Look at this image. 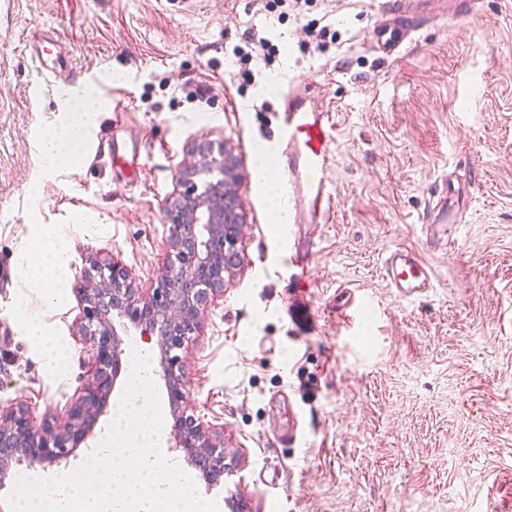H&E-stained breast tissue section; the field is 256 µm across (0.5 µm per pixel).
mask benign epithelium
Segmentation results:
<instances>
[{
  "mask_svg": "<svg viewBox=\"0 0 512 512\" xmlns=\"http://www.w3.org/2000/svg\"><path fill=\"white\" fill-rule=\"evenodd\" d=\"M237 166L224 150L201 145L175 172L176 191L164 207L167 257L157 286L145 294L115 259H91L81 273L78 335L88 343L92 372L78 398L52 424L37 429L22 406L0 409V488L10 464L59 463L91 434L121 366L116 325L157 336L173 409L175 447L208 483L224 478V431L187 413L184 357L208 304L224 296V274L244 263L238 245L246 216L235 195Z\"/></svg>",
  "mask_w": 512,
  "mask_h": 512,
  "instance_id": "7a95c632",
  "label": "benign epithelium"
}]
</instances>
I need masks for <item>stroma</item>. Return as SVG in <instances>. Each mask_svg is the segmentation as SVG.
<instances>
[{"label": "stroma", "instance_id": "1", "mask_svg": "<svg viewBox=\"0 0 512 512\" xmlns=\"http://www.w3.org/2000/svg\"><path fill=\"white\" fill-rule=\"evenodd\" d=\"M382 3L0 0V268L11 272L0 281V407H25L43 426L90 372L74 283L46 305L19 252L60 235L73 271L114 257L137 287H153L174 173L204 137L237 160L247 226L244 263L187 349L188 406L223 425L233 493L251 498L253 512H512V0H472L445 27L397 0L412 40L396 59L366 43ZM36 24L54 33L47 63L78 82L101 67L111 77L82 163L51 177L37 143L59 88L29 95L23 35ZM249 30L278 47L273 66L239 70L232 50ZM295 78L313 104H338L337 205L303 274L285 260V227L255 176L256 150L276 133ZM120 101L124 131L155 145L144 168L109 148ZM446 179L471 197L449 247L420 231ZM399 244L431 271L430 296L414 304L383 273ZM301 275L315 308L292 320L284 304ZM20 294L52 347L29 337ZM351 295L366 299L353 323L337 309ZM121 359L94 436L66 464H12L7 486L85 460L116 412L132 362Z\"/></svg>", "mask_w": 512, "mask_h": 512}]
</instances>
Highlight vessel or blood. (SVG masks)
Segmentation results:
<instances>
[{
    "instance_id": "obj_1",
    "label": "vessel or blood",
    "mask_w": 512,
    "mask_h": 512,
    "mask_svg": "<svg viewBox=\"0 0 512 512\" xmlns=\"http://www.w3.org/2000/svg\"><path fill=\"white\" fill-rule=\"evenodd\" d=\"M410 40L407 29L397 25L388 14H379L367 35V41L381 57H399ZM335 105L313 106L301 87L285 97L278 139L280 160L277 170L288 189V210L292 223L288 228L290 266L304 269L319 251L316 241H302L301 227L324 224L335 201L328 179L330 146L334 139ZM454 192L444 187L425 234L444 236L457 221ZM384 273L390 286L404 300L427 297L432 289L430 270L416 252L406 246L390 249L384 260Z\"/></svg>"
}]
</instances>
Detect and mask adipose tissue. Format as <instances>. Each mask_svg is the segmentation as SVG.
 Here are the masks:
<instances>
[{
  "instance_id": "obj_1",
  "label": "adipose tissue",
  "mask_w": 512,
  "mask_h": 512,
  "mask_svg": "<svg viewBox=\"0 0 512 512\" xmlns=\"http://www.w3.org/2000/svg\"><path fill=\"white\" fill-rule=\"evenodd\" d=\"M103 105L95 90L81 96L60 93L57 112L38 142L41 172L51 175L61 166L79 163L87 142L97 130ZM69 249L63 238H47L19 255V264L34 286L43 288L46 303H54L58 290L71 275Z\"/></svg>"
}]
</instances>
